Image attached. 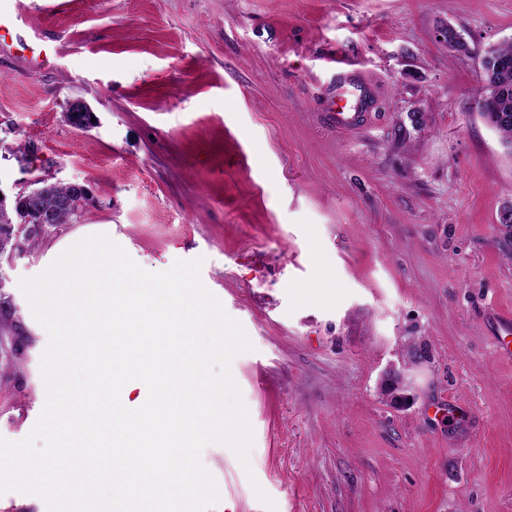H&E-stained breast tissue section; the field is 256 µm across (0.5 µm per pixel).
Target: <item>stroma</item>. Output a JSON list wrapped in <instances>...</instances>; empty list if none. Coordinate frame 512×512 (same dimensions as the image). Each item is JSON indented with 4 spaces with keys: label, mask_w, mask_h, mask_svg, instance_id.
<instances>
[{
    "label": "stroma",
    "mask_w": 512,
    "mask_h": 512,
    "mask_svg": "<svg viewBox=\"0 0 512 512\" xmlns=\"http://www.w3.org/2000/svg\"><path fill=\"white\" fill-rule=\"evenodd\" d=\"M57 53L0 56V192L87 183L95 204L35 252L0 257V436L46 400V331L19 288L70 236L108 235L144 269L201 280L253 349L231 364L249 467L202 461L213 512H512V152L479 115L474 46L512 42V0H25ZM464 31L469 52L439 32ZM368 119L322 115L332 59ZM84 102L93 127L69 125ZM38 145L20 162L18 144ZM397 373L411 395L382 389Z\"/></svg>",
    "instance_id": "35a3bbf8"
}]
</instances>
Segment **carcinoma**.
Returning <instances> with one entry per match:
<instances>
[{
	"mask_svg": "<svg viewBox=\"0 0 512 512\" xmlns=\"http://www.w3.org/2000/svg\"><path fill=\"white\" fill-rule=\"evenodd\" d=\"M482 72L480 84L496 87L492 97H475V107L480 115L490 121L501 137L502 144L512 149V43L490 46L481 52ZM72 187L67 183L49 182L36 199L27 194H14L0 200V254H11L38 246L40 233L34 229L37 214L43 213L54 225L75 224L83 214L64 206ZM24 223L27 230L15 237L17 225Z\"/></svg>",
	"mask_w": 512,
	"mask_h": 512,
	"instance_id": "1",
	"label": "carcinoma"
}]
</instances>
